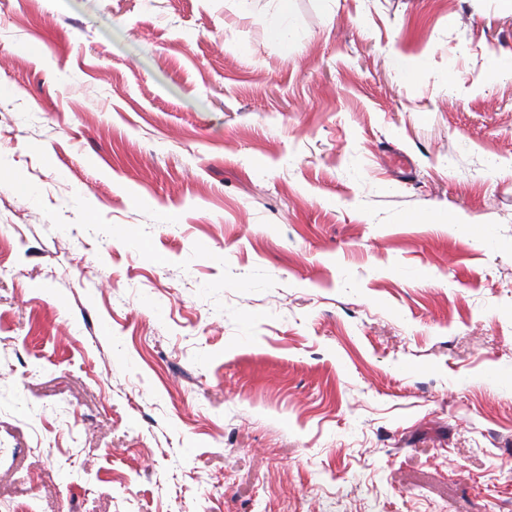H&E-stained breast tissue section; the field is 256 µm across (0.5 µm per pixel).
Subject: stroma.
I'll return each mask as SVG.
<instances>
[{"mask_svg":"<svg viewBox=\"0 0 512 512\" xmlns=\"http://www.w3.org/2000/svg\"><path fill=\"white\" fill-rule=\"evenodd\" d=\"M291 8L0 0V512H512V0Z\"/></svg>","mask_w":512,"mask_h":512,"instance_id":"35a3bbf8","label":"stroma"}]
</instances>
